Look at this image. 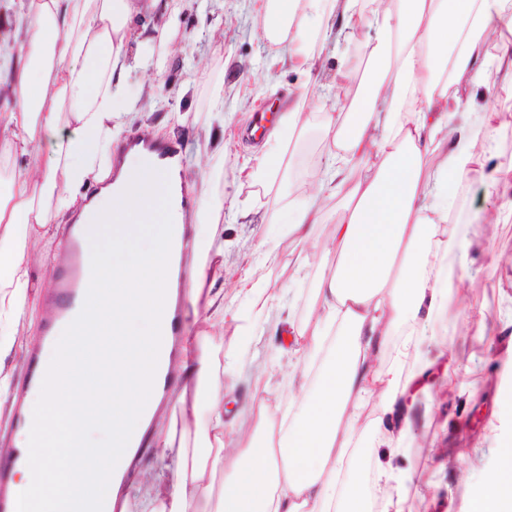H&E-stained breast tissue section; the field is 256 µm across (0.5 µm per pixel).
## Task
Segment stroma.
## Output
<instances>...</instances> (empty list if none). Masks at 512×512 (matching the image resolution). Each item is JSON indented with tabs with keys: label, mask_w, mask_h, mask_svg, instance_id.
<instances>
[{
	"label": "stroma",
	"mask_w": 512,
	"mask_h": 512,
	"mask_svg": "<svg viewBox=\"0 0 512 512\" xmlns=\"http://www.w3.org/2000/svg\"><path fill=\"white\" fill-rule=\"evenodd\" d=\"M260 0H182L174 19L173 50L167 56L158 79L133 73L129 83L140 91L139 117L121 131L125 141L149 129L160 139L180 144L185 165L183 180L189 193L208 182L215 198H235L236 211L223 210L214 216L213 230L224 241L223 256L208 255L211 269L207 282L213 292L235 299L242 277H250L265 288L267 295L281 298L291 307L296 321L306 317L313 278L297 280L289 243H282L277 255H258L261 238L272 232L267 224L277 206L278 190L256 191L238 179V169L252 156L246 127L261 106L281 109L289 96L305 94L311 107L319 102L313 86L288 64L276 67L278 88L270 90L262 75L277 52L264 39L256 24ZM503 53L499 44L487 48L485 66L494 77L478 90L480 103L500 112L502 126L490 142L477 143L476 154L483 166L456 188L457 206L448 216V226L464 237L463 250L453 259L459 280L450 305L421 325L403 324L388 337L383 359L394 363L404 341L425 331L427 341L418 344L405 358L403 369L411 371L420 360H437L432 390L421 398L414 414V427L400 434L396 415L383 413L378 399L369 400L361 412L362 422L381 420L394 435L392 462L400 478L423 477L437 486L441 502L453 512H473L494 472L500 449L488 429L496 421L501 433L512 432V412L494 415L497 388L512 389V360L506 350L512 346V214L502 223L484 220L488 211L499 209L512 199V88L496 74ZM224 82V114L210 111V87ZM325 146L319 122H312L293 141L291 172L311 170ZM223 151L222 167H215L216 151ZM497 347H490V339ZM292 343L266 325L253 336L238 355L239 371L225 377L230 392L224 398V415L232 417L255 396L276 401L291 369L288 354ZM279 362L267 389L257 388L254 367ZM480 422H473L472 411ZM163 465L160 449L146 439L137 468L127 484V512H141L145 488L143 478L159 472Z\"/></svg>",
	"instance_id": "35a3bbf8"
}]
</instances>
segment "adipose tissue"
Returning <instances> with one entry per match:
<instances>
[{"instance_id":"1","label":"adipose tissue","mask_w":512,"mask_h":512,"mask_svg":"<svg viewBox=\"0 0 512 512\" xmlns=\"http://www.w3.org/2000/svg\"><path fill=\"white\" fill-rule=\"evenodd\" d=\"M363 0H265L258 17L263 36L286 53L292 68L323 84L331 109L322 110L327 150L308 189L289 195L272 216L274 235L260 242L263 255L283 241L299 244L297 272L310 265L302 246L317 224L329 225L323 243L333 263L316 276L308 319L287 321L299 360L289 373L288 398L253 400L225 418L224 374L213 360L174 365L161 324L172 292L169 230L183 223L157 194L165 175L129 155L123 186L106 187L115 137L133 120L137 97L127 84L135 69L159 68L161 57L143 44L131 21L148 8L176 12L174 0H25L19 26L24 39L0 52V88L14 106L0 112V153L21 154L7 192L0 193V358L17 341L21 321L48 322L30 274L33 263L63 261L67 221L79 218L98 247L90 256L95 306L45 351V380L16 393L0 377L6 407L31 404L36 433L15 431L13 447L25 461L14 469L22 500L64 499L75 486L115 502V462L125 460L159 406L157 369L180 367L193 384L179 393L160 432L174 446L177 423H194L200 440L180 449L169 472L151 487L146 512H370L367 479L386 485L391 461L366 475L363 443L389 447L379 425H360L364 403L379 398L400 411L403 429L428 394L429 368L411 375L381 360L382 345L402 323L421 322L446 307L453 278L431 279L430 262L462 247L446 228L455 207L453 187L479 165L476 142L490 139L499 112L482 110L472 124L454 110L475 105L474 91L488 83L485 46L512 42V0H389L365 14ZM376 29L353 69L321 83L317 62L337 36L353 38L364 23ZM310 122L304 99L283 105L246 180L261 190L290 176L288 146ZM49 147H42V140ZM101 190L87 200L90 182ZM338 201L333 222L326 208ZM220 201L201 189L195 211L197 248L223 254L224 242L208 224ZM248 309L216 304L220 324L232 333L235 355L267 322L272 297L259 284L239 287Z\"/></svg>"}]
</instances>
